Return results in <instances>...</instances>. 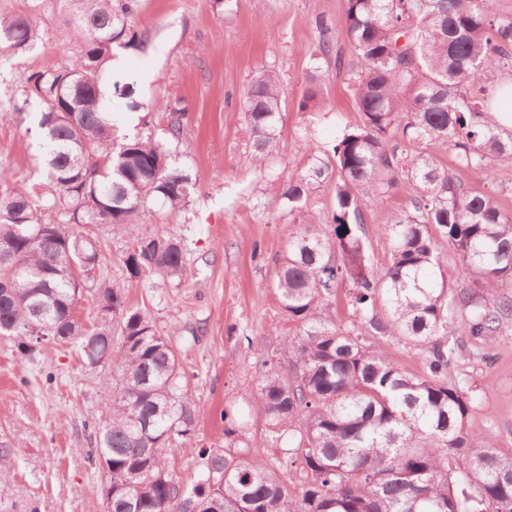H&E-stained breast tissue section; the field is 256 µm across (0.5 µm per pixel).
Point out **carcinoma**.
<instances>
[{
  "label": "carcinoma",
  "instance_id": "carcinoma-1",
  "mask_svg": "<svg viewBox=\"0 0 512 512\" xmlns=\"http://www.w3.org/2000/svg\"><path fill=\"white\" fill-rule=\"evenodd\" d=\"M73 22L64 44L74 64L28 76L16 118L36 104L37 138L50 190H17L0 171V335L29 356L47 336L77 342L92 366L113 365L112 404L94 421L89 457L112 482L103 512H512V451L488 428L472 427L475 406L454 376L462 357L456 330L487 341L512 330V213L498 200L491 161L512 157V132L490 115L494 89L481 77L512 62V18L496 0H345L338 34L356 63L332 56L330 25L317 20L313 60L353 73L361 121L265 202L304 219L316 185L333 181V207L299 224L274 260L280 309L298 332L283 337L288 368L261 361L252 393L254 423H225V448L199 451L190 483L170 471L168 452L195 432L197 406L176 351L122 288L94 291L96 321L77 301L97 258L95 241L69 224H109L118 234L153 202L189 205L194 183L162 144L118 136L112 98L129 108L131 83L100 82L113 45L138 48L128 26L134 0H61ZM27 14L0 15V51L35 47ZM287 88L263 70L246 87L243 134L264 170L282 150L279 124ZM168 135H182V110L169 108ZM481 177L466 186L439 153ZM395 189L406 209L382 225L389 250L373 268L363 240L364 210ZM49 209L58 224L44 221ZM445 242L473 276L459 290L446 279ZM127 278L182 284L184 244L173 236L138 239ZM347 287L348 320L331 315ZM413 345L420 374L403 369L395 343ZM263 449L254 458L250 449Z\"/></svg>",
  "mask_w": 512,
  "mask_h": 512
}]
</instances>
